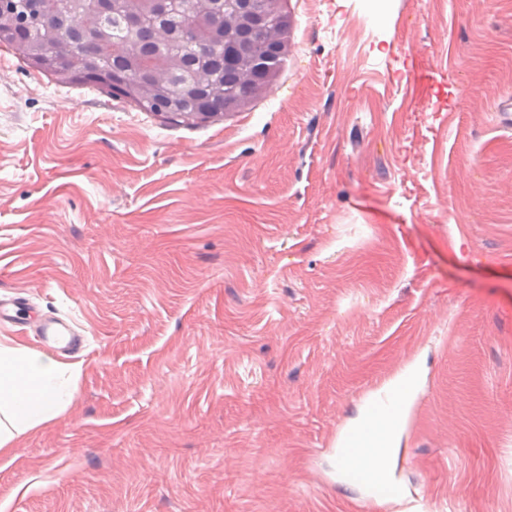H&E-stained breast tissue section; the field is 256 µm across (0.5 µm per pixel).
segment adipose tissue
<instances>
[{"label": "adipose tissue", "instance_id": "ef3b65f1", "mask_svg": "<svg viewBox=\"0 0 512 512\" xmlns=\"http://www.w3.org/2000/svg\"><path fill=\"white\" fill-rule=\"evenodd\" d=\"M79 369L23 342H0V455L19 436L58 418L76 400Z\"/></svg>", "mask_w": 512, "mask_h": 512}]
</instances>
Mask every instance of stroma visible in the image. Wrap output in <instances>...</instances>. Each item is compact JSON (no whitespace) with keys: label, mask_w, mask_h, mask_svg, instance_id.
I'll return each instance as SVG.
<instances>
[{"label":"stroma","mask_w":512,"mask_h":512,"mask_svg":"<svg viewBox=\"0 0 512 512\" xmlns=\"http://www.w3.org/2000/svg\"><path fill=\"white\" fill-rule=\"evenodd\" d=\"M284 8L264 98L196 125L0 47V294L87 338L0 512H390L337 446L407 370L402 487L512 512V0Z\"/></svg>","instance_id":"1"}]
</instances>
